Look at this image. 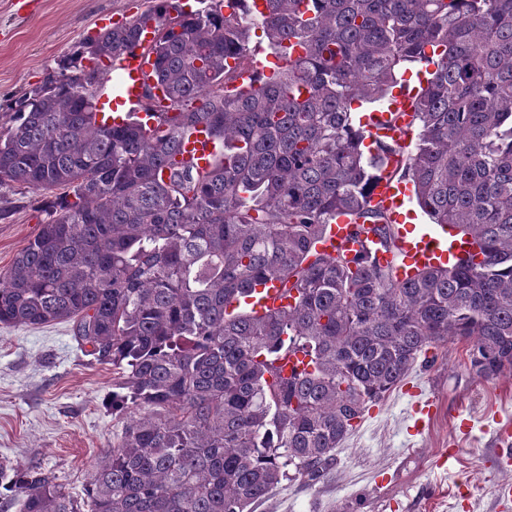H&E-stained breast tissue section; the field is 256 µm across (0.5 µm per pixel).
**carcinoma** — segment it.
Masks as SVG:
<instances>
[{
  "label": "carcinoma",
  "mask_w": 512,
  "mask_h": 512,
  "mask_svg": "<svg viewBox=\"0 0 512 512\" xmlns=\"http://www.w3.org/2000/svg\"><path fill=\"white\" fill-rule=\"evenodd\" d=\"M264 2L148 0L0 124V187L65 190L0 269V324H72L126 413L79 498L1 456L19 512H253L284 480H320L420 355L464 343L477 378L512 372V0ZM254 28L275 57L301 52L230 90ZM149 32L155 123L101 124L112 59ZM419 64L435 70L412 97L415 152L366 146L356 112ZM198 125L217 146L204 168L177 158ZM395 152L394 176L468 244L403 280L371 252L397 251L369 203ZM340 214L378 243L323 253ZM269 282L288 305L259 312L246 299ZM298 353L307 369L283 376Z\"/></svg>",
  "instance_id": "carcinoma-1"
}]
</instances>
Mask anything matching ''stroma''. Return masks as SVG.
Wrapping results in <instances>:
<instances>
[{
	"mask_svg": "<svg viewBox=\"0 0 512 512\" xmlns=\"http://www.w3.org/2000/svg\"><path fill=\"white\" fill-rule=\"evenodd\" d=\"M16 15L0 0V124L7 105L57 75L61 61L99 31L101 15L122 22L143 0H32ZM20 186L0 188V268L43 224L52 200ZM465 344L415 363L406 380L366 411L319 482L282 481L255 512H512V458L495 433L512 429V374L484 381L465 366ZM112 366L78 347L71 326L0 325V456L52 470L82 494L97 457L114 445L125 416L112 408ZM436 406L415 423L414 399Z\"/></svg>",
	"mask_w": 512,
	"mask_h": 512,
	"instance_id": "stroma-1",
	"label": "stroma"
}]
</instances>
